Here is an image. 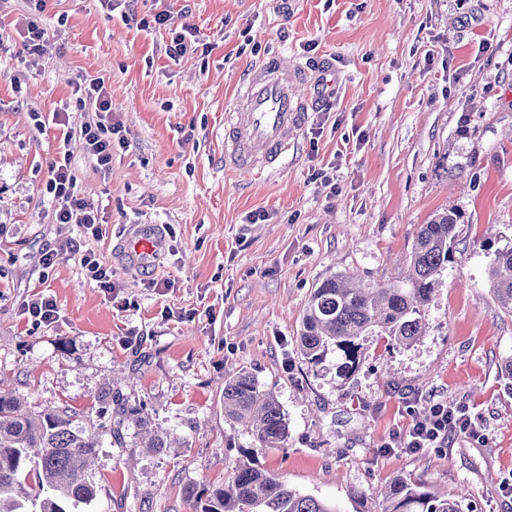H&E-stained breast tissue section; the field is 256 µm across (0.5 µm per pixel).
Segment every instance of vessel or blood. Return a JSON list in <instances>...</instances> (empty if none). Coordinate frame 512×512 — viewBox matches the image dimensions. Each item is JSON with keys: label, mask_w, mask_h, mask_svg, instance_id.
Returning a JSON list of instances; mask_svg holds the SVG:
<instances>
[{"label": "vessel or blood", "mask_w": 512, "mask_h": 512, "mask_svg": "<svg viewBox=\"0 0 512 512\" xmlns=\"http://www.w3.org/2000/svg\"><path fill=\"white\" fill-rule=\"evenodd\" d=\"M305 72L272 55L245 74L233 108L224 120V168L264 176L275 171L303 129L309 101ZM165 248L157 225L134 224L122 242L126 264L152 268Z\"/></svg>", "instance_id": "vessel-or-blood-1"}]
</instances>
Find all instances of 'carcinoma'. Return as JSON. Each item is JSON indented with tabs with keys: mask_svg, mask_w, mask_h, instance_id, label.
<instances>
[{
	"mask_svg": "<svg viewBox=\"0 0 512 512\" xmlns=\"http://www.w3.org/2000/svg\"><path fill=\"white\" fill-rule=\"evenodd\" d=\"M461 214L447 209L419 226L408 259L405 283L373 288L353 276L321 282L308 300L299 346L312 364L336 349V373L355 370L359 340L384 334L411 344L425 333L422 310L452 254ZM489 287L499 306L512 314V247L495 253ZM224 414L245 423L257 440L274 448L288 438V421L277 398L259 388L247 373L224 384ZM99 448L97 435L76 423L66 408L32 415L11 393L0 390V512H71L91 503L97 485L89 472ZM196 512H340L337 507L301 494L279 476L242 466L226 486L203 495L185 490ZM381 512H462L449 493L436 494L397 478L384 491Z\"/></svg>",
	"mask_w": 512,
	"mask_h": 512,
	"instance_id": "cac0c4a2",
	"label": "carcinoma"
}]
</instances>
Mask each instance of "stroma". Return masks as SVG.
Wrapping results in <instances>:
<instances>
[{
    "label": "stroma",
    "mask_w": 512,
    "mask_h": 512,
    "mask_svg": "<svg viewBox=\"0 0 512 512\" xmlns=\"http://www.w3.org/2000/svg\"><path fill=\"white\" fill-rule=\"evenodd\" d=\"M30 7L0 0V389L98 433V495L84 512H195L186 488L227 482L243 464L341 512H380L397 477L451 493L463 512H512V381L501 374L512 316L486 277L512 246V0H124L118 12L45 0L36 59L24 49ZM163 10L212 52L170 58L166 31L137 26ZM273 53L307 70V124L276 173H227L224 114L256 56ZM94 78L126 141L107 175L72 146L101 238L53 223L56 131L35 121L65 107L80 127L93 108L75 89ZM451 208L463 219L425 336L364 337L344 379L335 354L305 360L314 288L334 274L393 283L418 226ZM260 210L266 221L246 223ZM127 224L166 238L147 273L115 251ZM70 238L111 266L110 287L66 252ZM36 294L56 300L55 323L26 313ZM241 372L277 396L283 445L261 446L225 417L224 384ZM432 400L469 408L480 439L387 450ZM134 412L178 445L144 447Z\"/></svg>",
    "instance_id": "35a3bbf8"
}]
</instances>
